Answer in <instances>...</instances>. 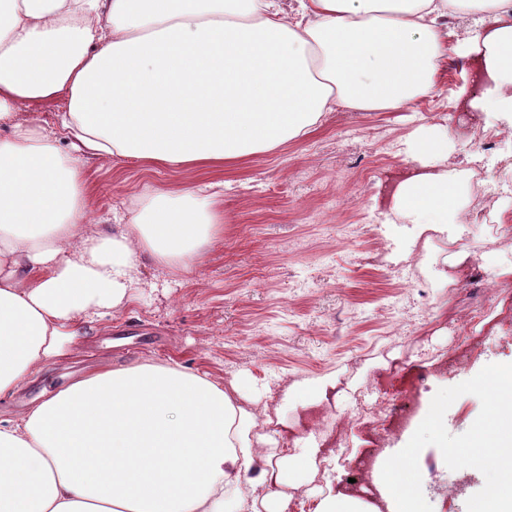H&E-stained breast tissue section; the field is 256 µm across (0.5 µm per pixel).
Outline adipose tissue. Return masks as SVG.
<instances>
[{
  "mask_svg": "<svg viewBox=\"0 0 512 512\" xmlns=\"http://www.w3.org/2000/svg\"><path fill=\"white\" fill-rule=\"evenodd\" d=\"M451 10L476 18L458 44L488 76L474 108L512 128V0H0V396L61 356L80 318L136 297L141 254L188 269L213 233L193 185L83 236L81 155L224 165L305 137L336 105H406L434 90ZM61 97V135L20 120ZM404 151L425 172L401 183L397 219L455 241L447 130L421 126ZM239 393L174 362L90 373L0 420V512H240L228 486L244 479L287 512L288 466L255 471L258 418Z\"/></svg>",
  "mask_w": 512,
  "mask_h": 512,
  "instance_id": "obj_1",
  "label": "adipose tissue"
}]
</instances>
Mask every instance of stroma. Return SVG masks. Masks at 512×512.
<instances>
[{
  "mask_svg": "<svg viewBox=\"0 0 512 512\" xmlns=\"http://www.w3.org/2000/svg\"><path fill=\"white\" fill-rule=\"evenodd\" d=\"M467 60L449 51L436 72L434 92L387 112L325 113L312 134L242 159L221 171L146 167L118 156L81 162L91 200L84 234L109 231L113 213L130 214L160 190L191 183H223L212 209L219 223L189 274L140 257L147 288L105 316L80 320L63 354L13 394L0 398V419L13 420L83 376L127 364L174 361L238 382L256 414L275 412L290 430L298 412L315 400L318 381L335 376L340 391L335 415L352 418L357 389L381 351L405 360L409 377H421L414 423H421L438 389L474 377L490 363H512V288L501 291L483 325L480 357L439 372L452 359L459 310L472 306L465 289L439 287V273L453 259L451 245L431 250L428 293L413 292L425 318L409 335L392 332L398 288L382 269L363 264L375 235L401 247L399 230L368 221L367 209L333 208L337 195L373 199L388 179L412 165L402 145L426 123L450 124L462 105L457 91L467 80ZM422 491L433 512H467L468 498L485 483L474 468L449 469L441 451L419 455ZM455 480L456 504L439 493Z\"/></svg>",
  "mask_w": 512,
  "mask_h": 512,
  "instance_id": "35a3bbf8",
  "label": "stroma"
}]
</instances>
